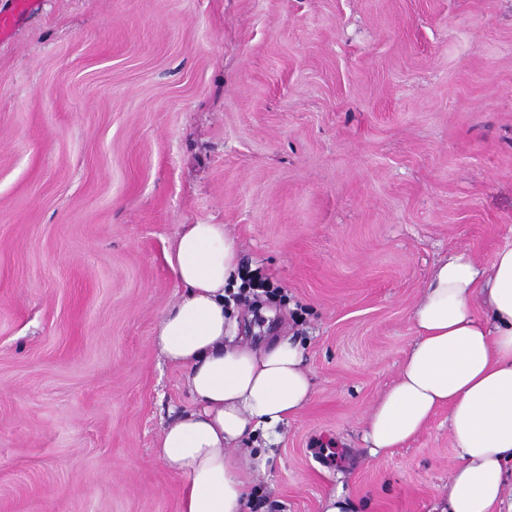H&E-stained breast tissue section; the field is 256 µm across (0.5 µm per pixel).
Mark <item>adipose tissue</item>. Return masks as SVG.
Returning <instances> with one entry per match:
<instances>
[{"label": "adipose tissue", "mask_w": 512, "mask_h": 512, "mask_svg": "<svg viewBox=\"0 0 512 512\" xmlns=\"http://www.w3.org/2000/svg\"><path fill=\"white\" fill-rule=\"evenodd\" d=\"M167 261L183 291L154 343L183 371L192 407L164 427L156 454L183 480L181 512H246L265 455L239 448L309 402L303 352L288 339L263 350L234 342L225 300L244 282L224 225H183ZM412 323L415 340L372 407L365 439L375 453L398 447L447 408L456 463L442 512H494L512 463V246L485 265L451 252L432 271Z\"/></svg>", "instance_id": "adipose-tissue-1"}]
</instances>
